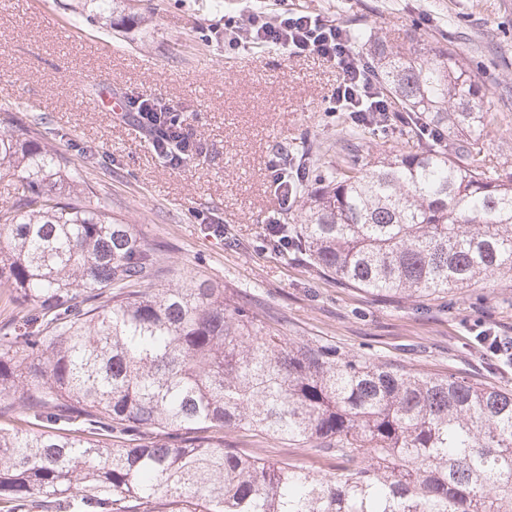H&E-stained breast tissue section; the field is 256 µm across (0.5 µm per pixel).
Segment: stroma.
<instances>
[{
	"label": "stroma",
	"mask_w": 512,
	"mask_h": 512,
	"mask_svg": "<svg viewBox=\"0 0 512 512\" xmlns=\"http://www.w3.org/2000/svg\"><path fill=\"white\" fill-rule=\"evenodd\" d=\"M269 20L302 11L340 27L390 37L414 30L457 52L489 88L497 116L481 136L493 163L512 165V0H264ZM245 0H114L90 20L84 0H0V104L40 121L48 146L75 167L94 165L86 202L165 251L164 283L193 276L248 295L283 335L320 339L417 371H453L512 389V363L485 356L478 328L512 336V279L493 276L431 301L379 296L341 283L294 250L266 244L269 223L297 227L302 199L279 205L269 160L292 162L345 131L327 112L338 74L313 55L288 56L248 39ZM98 97H89L88 87ZM142 94L180 111L202 153L165 162L132 116L95 111L94 99ZM224 441L277 462L316 469L323 459L265 436Z\"/></svg>",
	"instance_id": "stroma-1"
}]
</instances>
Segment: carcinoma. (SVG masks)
I'll return each instance as SVG.
<instances>
[{
  "label": "carcinoma",
  "mask_w": 512,
  "mask_h": 512,
  "mask_svg": "<svg viewBox=\"0 0 512 512\" xmlns=\"http://www.w3.org/2000/svg\"><path fill=\"white\" fill-rule=\"evenodd\" d=\"M387 103L317 170L291 246L376 295L439 298L512 278V167L479 145L495 121L452 52L359 27ZM407 128L362 154L389 114ZM180 113L161 108L166 150ZM0 288L29 330L0 327L5 512H512V390L428 375L284 336L205 280L157 288L164 252L103 203L86 175L0 105ZM257 431L336 459L329 472L224 444ZM400 129L401 126L398 123L393 133L383 134L377 130H367L363 146L364 155L373 161L377 157L384 156L385 153L391 151L397 145L396 141L400 137Z\"/></svg>",
  "instance_id": "1"
}]
</instances>
